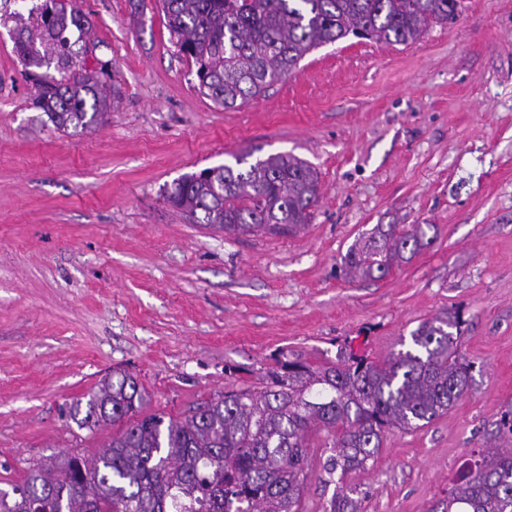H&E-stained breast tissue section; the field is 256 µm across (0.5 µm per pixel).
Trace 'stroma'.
Wrapping results in <instances>:
<instances>
[{"label": "stroma", "instance_id": "35a3bbf8", "mask_svg": "<svg viewBox=\"0 0 512 512\" xmlns=\"http://www.w3.org/2000/svg\"><path fill=\"white\" fill-rule=\"evenodd\" d=\"M88 65L120 96L87 129L54 128L0 23V487L30 462L113 433L68 411L112 371L175 418L232 386L261 388L283 354L375 361L451 308L471 386L421 428L386 434L345 482L362 512H429L512 403V0H463L415 42L318 47L233 109L197 88L159 0H77ZM284 153L319 176L310 224L241 235L166 200L187 174ZM378 224L432 243L378 280L342 269Z\"/></svg>", "mask_w": 512, "mask_h": 512}]
</instances>
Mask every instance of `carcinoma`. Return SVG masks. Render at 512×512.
Here are the masks:
<instances>
[{
	"mask_svg": "<svg viewBox=\"0 0 512 512\" xmlns=\"http://www.w3.org/2000/svg\"><path fill=\"white\" fill-rule=\"evenodd\" d=\"M170 38L191 59L202 94L226 108L262 95L313 49L350 35L408 44L432 23L456 22L462 0H161ZM12 51L36 82L32 105L56 129L89 127L111 96L87 67L88 15L73 0H43L10 15ZM54 68L57 79L36 70ZM168 201L199 224L287 234L311 222L318 174L273 154L181 178ZM431 244L422 225L378 224L343 256L347 274L381 278ZM450 309L421 322L412 345L382 362L353 347L313 365L276 360L264 385L232 387L183 420L146 413L136 378L116 372L71 416L90 430L119 426L93 458L80 452L28 468L0 489V512H300L310 433L333 434L326 484L375 461L385 433L440 417L468 391L470 365ZM493 452L472 453L448 497L431 512H512V405L500 412ZM325 512H361L354 490L334 493Z\"/></svg>",
	"mask_w": 512,
	"mask_h": 512,
	"instance_id": "cac0c4a2",
	"label": "carcinoma"
}]
</instances>
